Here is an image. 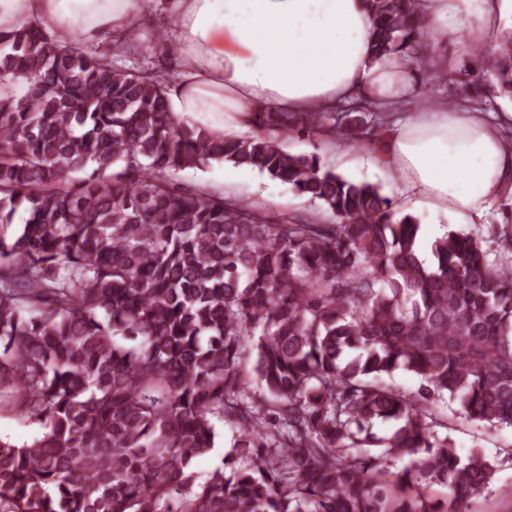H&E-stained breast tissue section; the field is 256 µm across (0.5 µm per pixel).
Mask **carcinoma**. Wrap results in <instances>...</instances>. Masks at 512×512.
<instances>
[{"label":"carcinoma","mask_w":512,"mask_h":512,"mask_svg":"<svg viewBox=\"0 0 512 512\" xmlns=\"http://www.w3.org/2000/svg\"><path fill=\"white\" fill-rule=\"evenodd\" d=\"M414 2L369 0L373 60L410 76L432 55ZM131 43L0 31L17 86L0 95V414L35 428L0 439V512H468L497 468L437 439V405L512 426V194L499 262L449 231L428 264L381 187L281 146L376 137L372 89L346 110L250 112L224 138L170 112L171 74L115 64ZM482 63L512 97V34ZM213 162L335 221L176 179ZM397 370L419 391L384 381ZM219 422L231 454L199 475Z\"/></svg>","instance_id":"cac0c4a2"}]
</instances>
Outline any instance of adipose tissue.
<instances>
[{"label": "adipose tissue", "mask_w": 512, "mask_h": 512, "mask_svg": "<svg viewBox=\"0 0 512 512\" xmlns=\"http://www.w3.org/2000/svg\"><path fill=\"white\" fill-rule=\"evenodd\" d=\"M512 0H418L430 26L486 43ZM181 73L172 112L226 137L242 135L246 115L331 107L356 89L393 84L371 60L366 0H174ZM148 17L147 0H0V30L31 23L60 40L127 38ZM387 161L399 193L414 203L478 223L485 203L512 181V148L479 113L437 106L398 123Z\"/></svg>", "instance_id": "adipose-tissue-1"}]
</instances>
